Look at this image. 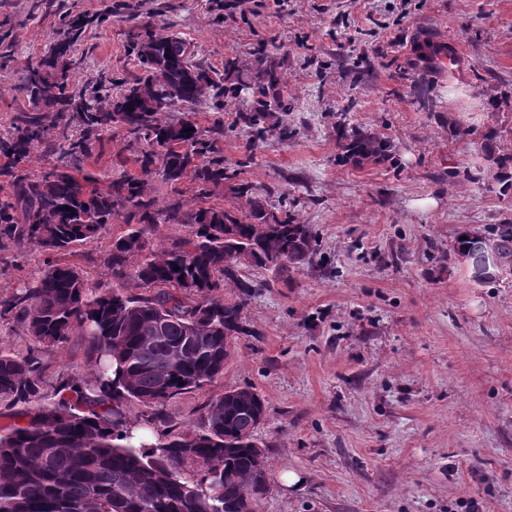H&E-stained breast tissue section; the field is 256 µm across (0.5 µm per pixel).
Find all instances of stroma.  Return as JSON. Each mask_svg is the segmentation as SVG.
I'll list each match as a JSON object with an SVG mask.
<instances>
[{
  "label": "stroma",
  "instance_id": "obj_1",
  "mask_svg": "<svg viewBox=\"0 0 512 512\" xmlns=\"http://www.w3.org/2000/svg\"><path fill=\"white\" fill-rule=\"evenodd\" d=\"M66 14L86 23L65 57L75 95L102 74L125 87L142 76L138 25L182 38L207 73L236 63L244 91L160 116L216 134L230 179L204 196L190 178L149 182L160 206L242 217L246 198L284 203L320 243V260L284 281L242 267L259 285L248 335L156 422L129 403L140 432L156 443L201 430L211 401L250 385L267 408L256 438L270 490L256 512H512V264L479 282L455 253L462 232L512 222V164L496 163L512 157V0H289L283 12L273 0H0V133L30 111L22 78ZM425 31L459 43L464 74L423 64ZM367 138L389 161L345 160ZM134 156L115 124L92 135L78 173L102 189L138 174ZM136 226L113 216L64 260L111 287L112 243ZM52 258L34 242L1 249L0 296ZM40 357L49 381L96 383L82 332Z\"/></svg>",
  "mask_w": 512,
  "mask_h": 512
}]
</instances>
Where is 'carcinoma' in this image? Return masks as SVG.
I'll return each mask as SVG.
<instances>
[{"mask_svg":"<svg viewBox=\"0 0 512 512\" xmlns=\"http://www.w3.org/2000/svg\"><path fill=\"white\" fill-rule=\"evenodd\" d=\"M84 28L82 18L63 17L49 55L24 76L21 89L35 110L0 136L6 159L0 175L10 187L0 197V247L36 242L59 257L96 239L121 211L143 224H186L191 238L132 265L145 247L144 229L119 237L109 260L112 287L103 292L56 260L21 292L0 297V317L20 319L34 341L23 357L0 351V399L21 407L17 414L25 418V425L0 434V512H254L269 491L265 453L255 441L265 404L255 388L225 391L206 407L201 432L155 445L137 437L124 407L137 402L156 415L169 399L222 375L235 339L248 334L242 314L258 288L241 266L284 275L294 263L313 261L316 232L250 200L247 221L215 207L157 208L146 186L158 168L174 186L192 175L202 196L206 184L229 178L224 158L196 123L159 122L158 114L170 111L161 91L168 85L191 107L206 105L236 64L225 62L224 73L212 79L194 60L181 59L180 38L133 33L132 52L146 76L119 95L124 112L117 120L112 79L100 80L88 97L68 94L65 79L49 87L41 82L40 72H50ZM59 102L80 115L82 136L63 153L66 161L33 178L19 163L65 136L37 107ZM116 123L140 145L141 175L122 173L105 189L90 190L91 181L71 169L82 162L90 134ZM357 156L381 163L389 154L385 143L369 141ZM490 235L498 259H511L512 223L495 225ZM131 280L155 294H129ZM223 285L234 291L221 301L213 292ZM76 329L89 337L100 366L92 388L74 379L52 385L43 375L40 347L62 344ZM172 351L179 353L174 362ZM50 393L57 400L47 401Z\"/></svg>","mask_w":512,"mask_h":512,"instance_id":"carcinoma-1","label":"carcinoma"}]
</instances>
